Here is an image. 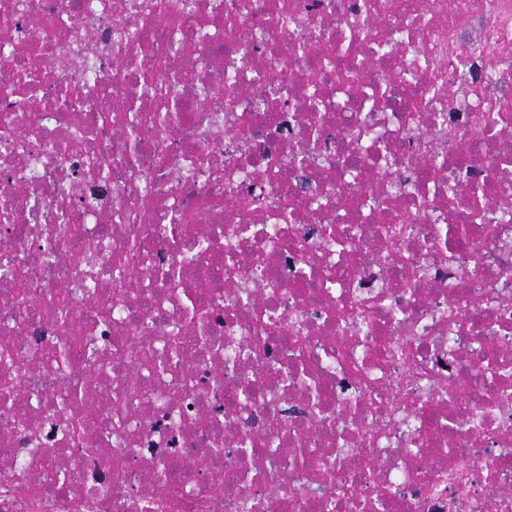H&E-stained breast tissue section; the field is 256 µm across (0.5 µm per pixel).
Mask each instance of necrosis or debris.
<instances>
[{"instance_id":"obj_1","label":"necrosis or debris","mask_w":512,"mask_h":512,"mask_svg":"<svg viewBox=\"0 0 512 512\" xmlns=\"http://www.w3.org/2000/svg\"><path fill=\"white\" fill-rule=\"evenodd\" d=\"M138 2L0 0V341L24 364L0 406L27 402L26 426L0 413V459H25L0 512H512V0ZM65 56L70 108L26 80ZM228 67L234 103L201 96ZM149 79L186 106L162 139ZM96 155L111 184L62 202ZM61 211L92 267L47 243ZM444 226L468 242L449 261ZM63 296L103 356L154 361L75 408L105 420L137 381L118 471L56 411L89 384L49 359ZM187 296L214 343L158 373Z\"/></svg>"}]
</instances>
